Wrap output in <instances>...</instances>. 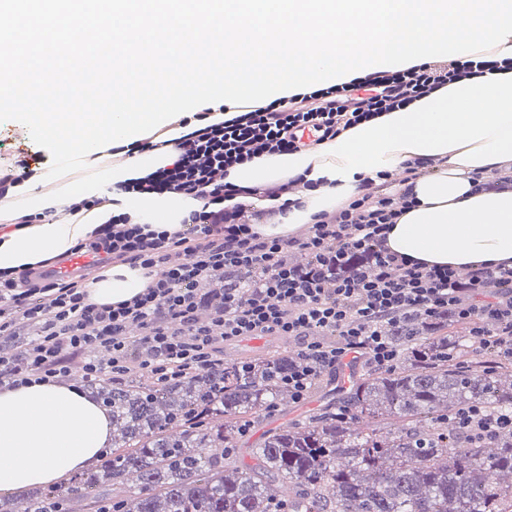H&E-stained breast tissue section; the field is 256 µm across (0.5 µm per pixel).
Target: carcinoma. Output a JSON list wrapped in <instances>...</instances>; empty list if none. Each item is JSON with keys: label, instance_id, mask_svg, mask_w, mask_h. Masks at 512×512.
<instances>
[{"label": "carcinoma", "instance_id": "obj_1", "mask_svg": "<svg viewBox=\"0 0 512 512\" xmlns=\"http://www.w3.org/2000/svg\"><path fill=\"white\" fill-rule=\"evenodd\" d=\"M451 313L389 330L392 371L352 377L346 395L268 429L239 460L261 415L291 401L281 377L298 354L159 383L140 371L93 378L112 416V448L95 471L48 486L0 512H512V430L467 435L452 418L471 406L512 412V360L476 350ZM281 481L288 494L270 492Z\"/></svg>", "mask_w": 512, "mask_h": 512}]
</instances>
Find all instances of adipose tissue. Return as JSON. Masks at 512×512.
Instances as JSON below:
<instances>
[{"instance_id":"adipose-tissue-1","label":"adipose tissue","mask_w":512,"mask_h":512,"mask_svg":"<svg viewBox=\"0 0 512 512\" xmlns=\"http://www.w3.org/2000/svg\"><path fill=\"white\" fill-rule=\"evenodd\" d=\"M179 121L151 138L152 148L133 150L118 162L104 160L96 176L72 184L60 179L9 196L0 216L24 209L43 213L39 224L0 225V273L18 276L45 265L89 239L111 213L127 212L140 223H176L197 200L181 196L132 197L118 183L148 175L171 163L175 143L194 131ZM419 159L427 169L408 184L417 200L393 225L386 246L398 255L429 265L467 271L478 266H512V188L476 190L475 175H487L512 161V70L487 72L448 85L403 110L386 112L335 139L292 154L264 155L230 169L227 179L260 189L297 176L317 188L289 199L282 224H259L258 235L295 234L320 211L338 208L358 192L363 177L394 173ZM111 195L112 204L72 216L74 196ZM147 285L140 269L107 266L88 284L90 302L115 304ZM112 439L110 416L70 381L0 387V494L21 496L31 488L68 479L98 462Z\"/></svg>"}]
</instances>
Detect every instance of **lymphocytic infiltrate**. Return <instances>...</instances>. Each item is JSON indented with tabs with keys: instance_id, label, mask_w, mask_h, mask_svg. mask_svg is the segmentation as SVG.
<instances>
[{
	"instance_id": "obj_1",
	"label": "lymphocytic infiltrate",
	"mask_w": 512,
	"mask_h": 512,
	"mask_svg": "<svg viewBox=\"0 0 512 512\" xmlns=\"http://www.w3.org/2000/svg\"><path fill=\"white\" fill-rule=\"evenodd\" d=\"M511 70L512 59L479 54L299 93L245 111L221 124L198 127L178 143L172 163L127 183L129 194H176L202 200L179 228L160 231L111 215L92 241L93 270L105 262L147 271L150 282L132 299L97 305L87 300V276L35 278L26 271L0 277V386L50 383L70 374L82 356L84 378L122 381L131 371L168 381L215 366L226 342L288 336L302 358L283 376L295 401L313 380L351 354L395 369L398 350L390 326L417 313L429 319L450 311L469 324L480 350L512 359V267H478L468 280L449 268L427 267L390 252L391 224L415 200L391 191L386 173L363 178L358 194L337 210L317 214L304 234L262 238L252 230L263 216L248 199L251 188L228 182L230 168L266 154L292 153L320 144L383 112L407 107L448 84L488 70ZM311 141H304V132ZM307 256L287 263L288 252ZM223 271V303L208 320L203 285ZM31 336L29 346L15 341ZM105 360L85 357L87 348Z\"/></svg>"
}]
</instances>
